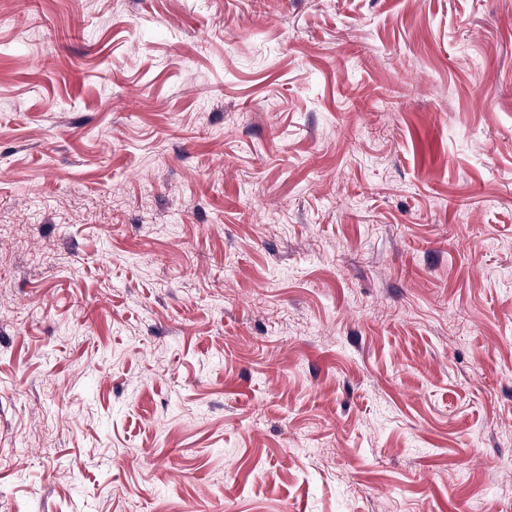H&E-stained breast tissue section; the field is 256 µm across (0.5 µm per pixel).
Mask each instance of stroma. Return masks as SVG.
<instances>
[{
	"label": "stroma",
	"mask_w": 512,
	"mask_h": 512,
	"mask_svg": "<svg viewBox=\"0 0 512 512\" xmlns=\"http://www.w3.org/2000/svg\"><path fill=\"white\" fill-rule=\"evenodd\" d=\"M0 512H512V0H0Z\"/></svg>",
	"instance_id": "stroma-1"
}]
</instances>
